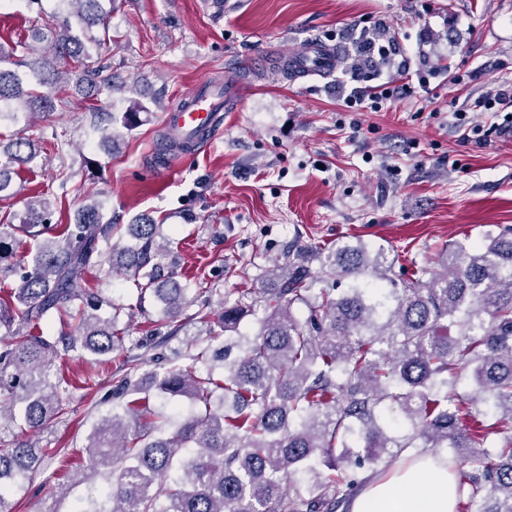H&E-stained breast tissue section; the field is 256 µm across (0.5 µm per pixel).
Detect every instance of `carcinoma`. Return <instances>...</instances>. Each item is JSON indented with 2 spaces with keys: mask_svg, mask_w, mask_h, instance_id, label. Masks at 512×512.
<instances>
[{
  "mask_svg": "<svg viewBox=\"0 0 512 512\" xmlns=\"http://www.w3.org/2000/svg\"><path fill=\"white\" fill-rule=\"evenodd\" d=\"M76 7L79 33L64 26L48 53L28 64L34 81L3 67L0 122L23 110L52 112L65 94L62 75L95 82L84 68L108 33L103 0H60ZM144 106L115 115L129 130ZM36 156L24 137L0 143V194L14 167ZM46 203L31 201L21 224H0V280L17 274L11 262L18 236L34 241L31 270L0 297V329L11 341L0 352V421L17 418L12 399L25 402L27 429L40 431L69 413L72 382L51 377L61 353L85 351L94 363H115L112 410L93 427L82 479L104 468L111 485L103 503L78 502L71 512H336L359 485L351 471L383 475L409 448L448 457V471L467 465L470 512H512V228L470 248L450 244L439 269L394 271L382 247L362 242L326 251L318 269L302 252L269 261L272 288L213 314L189 316L206 326V345L187 341L190 364L150 371L162 397H184L195 412L182 417L155 406L134 379L147 361L132 362L118 323L124 308L85 278L116 270L137 278L134 308L145 295L167 323L185 314L188 289L165 265L168 236L142 218L129 225L133 244L112 242L117 225L86 205L76 222L45 223ZM348 287H341L342 281ZM263 307L259 331L242 321ZM57 318L72 328L51 338ZM239 349L230 360L228 352ZM202 365L204 371L197 370ZM506 435L492 451L479 418ZM57 457L52 448L0 432V512H12L11 485L30 479ZM326 466L329 473L320 471Z\"/></svg>",
  "mask_w": 512,
  "mask_h": 512,
  "instance_id": "obj_1",
  "label": "carcinoma"
}]
</instances>
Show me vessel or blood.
Segmentation results:
<instances>
[{"label":"vessel or blood","mask_w":512,"mask_h":512,"mask_svg":"<svg viewBox=\"0 0 512 512\" xmlns=\"http://www.w3.org/2000/svg\"><path fill=\"white\" fill-rule=\"evenodd\" d=\"M337 52L327 44L312 40L290 58V67L299 77L324 75L336 68ZM231 93L216 85H207L204 93H191L184 102L166 113L165 125L181 140L199 148L212 142L221 132L224 117L221 103L230 101Z\"/></svg>","instance_id":"1"}]
</instances>
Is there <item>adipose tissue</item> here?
<instances>
[{
	"mask_svg": "<svg viewBox=\"0 0 512 512\" xmlns=\"http://www.w3.org/2000/svg\"><path fill=\"white\" fill-rule=\"evenodd\" d=\"M457 484L430 456L383 479L364 476L350 512H455Z\"/></svg>",
	"mask_w": 512,
	"mask_h": 512,
	"instance_id": "ef3b65f1",
	"label": "adipose tissue"
}]
</instances>
